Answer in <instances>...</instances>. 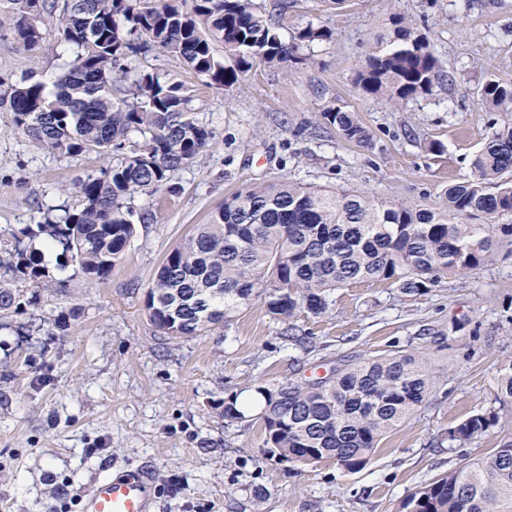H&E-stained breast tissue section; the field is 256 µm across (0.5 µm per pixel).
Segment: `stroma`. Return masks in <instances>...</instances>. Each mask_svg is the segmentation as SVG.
Returning <instances> with one entry per match:
<instances>
[{
    "label": "stroma",
    "instance_id": "obj_1",
    "mask_svg": "<svg viewBox=\"0 0 512 512\" xmlns=\"http://www.w3.org/2000/svg\"><path fill=\"white\" fill-rule=\"evenodd\" d=\"M276 15L284 38L313 22L330 41L281 66L256 65L228 93L152 50L132 68L186 84L191 115L212 131L207 147L174 171V192L135 197L150 210L105 281L65 287L60 251L45 258L39 287L20 310L0 316V512H76L90 475L106 465L148 469L159 512H402L420 486L489 454L512 437V422L458 448L448 430L490 406L500 362L512 358V254L476 271H451L421 294L387 282L337 290L326 313L298 317L306 344L281 339L260 301L230 325L174 339L157 330L144 294L166 255L205 223L225 196L283 180L362 191L388 201L428 203L470 176L491 120L479 89L512 81V0H254ZM400 14L424 34L453 83L394 108L364 96L355 71L387 42ZM77 48L55 28L40 47L20 49L0 0V82L31 76L54 88ZM355 112L370 133L361 147L324 123L330 105ZM442 143L443 153L430 151ZM112 154L60 155L25 137L0 109V251L43 221L76 207L74 184L115 164ZM460 324L450 333L451 324ZM407 347L423 352L440 380L425 406L389 433L370 464L347 473L335 462H284L265 453L257 386L317 379L332 368ZM237 395L245 417L225 421L218 400Z\"/></svg>",
    "mask_w": 512,
    "mask_h": 512
}]
</instances>
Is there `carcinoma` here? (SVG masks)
Listing matches in <instances>:
<instances>
[{
	"label": "carcinoma",
	"mask_w": 512,
	"mask_h": 512,
	"mask_svg": "<svg viewBox=\"0 0 512 512\" xmlns=\"http://www.w3.org/2000/svg\"><path fill=\"white\" fill-rule=\"evenodd\" d=\"M18 45L33 51L54 24L77 54L56 91L30 76L0 89V109L16 128L50 153H116L118 163L75 184L80 204L46 217L16 237L0 269V312L18 310L22 285L45 277L41 253L24 240L43 236L72 262L70 281H105L118 273L136 226L148 213L132 205L170 184L171 173L196 158L212 131L189 117V89L160 72L132 79L128 98H112L124 61L150 48L180 59L196 74L232 92L256 61L281 65L297 52L331 37L323 25L282 39L279 26L253 0H9ZM393 37L373 51L356 76L366 96L397 106L429 95L443 77L426 36L400 15ZM224 47V60L214 43ZM480 100L489 112H512V82L485 79ZM324 122L347 141L365 145L369 132L355 113L329 106ZM143 142L130 140L132 132ZM512 123L494 124L471 160V175L448 185L429 206L388 204L365 192L304 187L292 181L253 185L224 198L208 222L165 257L145 295L151 322L172 338L200 336L233 320L240 307L261 300L282 324L281 335L303 342L301 312L320 316L340 288L388 282L405 294L427 290L450 271L478 270L512 243ZM437 375L424 356L402 350L339 365L329 377L288 378L260 385L264 447L285 460L315 465L333 460L357 472L372 460L383 437L402 426L429 399ZM495 405L448 429L465 446L500 425L512 406V359L497 370ZM224 419L245 418L238 396L217 402ZM404 512H512V439L407 497Z\"/></svg>",
	"instance_id": "carcinoma-1"
}]
</instances>
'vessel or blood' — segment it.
Returning <instances> with one entry per match:
<instances>
[{
  "mask_svg": "<svg viewBox=\"0 0 512 512\" xmlns=\"http://www.w3.org/2000/svg\"><path fill=\"white\" fill-rule=\"evenodd\" d=\"M79 503L80 512H156L155 480L141 467L108 470L92 481Z\"/></svg>",
  "mask_w": 512,
  "mask_h": 512,
  "instance_id": "vessel-or-blood-1",
  "label": "vessel or blood"
}]
</instances>
